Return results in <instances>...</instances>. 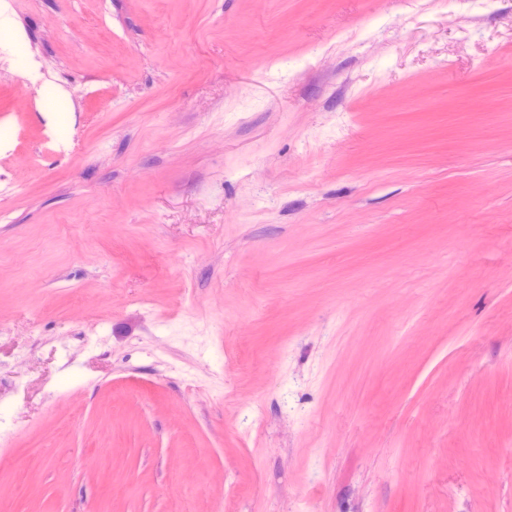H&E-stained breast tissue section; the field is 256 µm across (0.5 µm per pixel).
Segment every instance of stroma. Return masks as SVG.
Instances as JSON below:
<instances>
[{
    "instance_id": "1",
    "label": "stroma",
    "mask_w": 512,
    "mask_h": 512,
    "mask_svg": "<svg viewBox=\"0 0 512 512\" xmlns=\"http://www.w3.org/2000/svg\"><path fill=\"white\" fill-rule=\"evenodd\" d=\"M1 30L0 512H512V0Z\"/></svg>"
}]
</instances>
